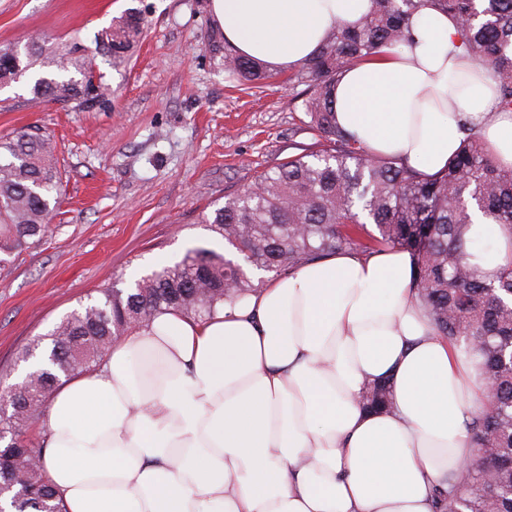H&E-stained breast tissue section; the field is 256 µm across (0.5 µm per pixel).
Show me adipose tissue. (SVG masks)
<instances>
[{"mask_svg": "<svg viewBox=\"0 0 512 512\" xmlns=\"http://www.w3.org/2000/svg\"><path fill=\"white\" fill-rule=\"evenodd\" d=\"M224 39L274 71L299 66L370 0H210ZM413 40L356 63L339 123L427 175L480 122L512 166V112L432 8ZM415 260L335 253L266 282L204 321L174 312L62 382L40 420L62 512H445L474 454L466 421L479 363L438 336L412 288ZM392 407L365 411L367 383Z\"/></svg>", "mask_w": 512, "mask_h": 512, "instance_id": "ef3b65f1", "label": "adipose tissue"}]
</instances>
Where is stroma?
I'll return each instance as SVG.
<instances>
[{
    "mask_svg": "<svg viewBox=\"0 0 512 512\" xmlns=\"http://www.w3.org/2000/svg\"><path fill=\"white\" fill-rule=\"evenodd\" d=\"M128 11L147 26L124 66L97 58L106 107L0 90V135L39 127L54 136L61 171L47 237L0 266V389L23 381L36 364L26 351L97 288L218 248L202 211L319 147L302 110L306 84L281 71L249 86L209 51V0H0V49L40 37L90 51Z\"/></svg>",
    "mask_w": 512,
    "mask_h": 512,
    "instance_id": "1",
    "label": "stroma"
}]
</instances>
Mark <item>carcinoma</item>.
Listing matches in <instances>:
<instances>
[{
	"label": "carcinoma",
	"instance_id": "1",
	"mask_svg": "<svg viewBox=\"0 0 512 512\" xmlns=\"http://www.w3.org/2000/svg\"><path fill=\"white\" fill-rule=\"evenodd\" d=\"M444 12L460 28L468 59L496 86L498 106L512 111V0H372L357 27L338 20L318 53L294 77L307 84L303 112L320 149L261 173L254 186L202 212L200 223L244 263L214 249L195 248L163 264L132 288L97 289L55 325L44 346L48 366L6 393L11 413L0 415V483L11 490L9 512H62L45 479L43 444L27 430L44 411L61 378L91 370L112 344L173 311L197 321L281 276L325 255L369 256L398 248L416 258L413 288L436 333L479 360L482 405L466 423L475 465L449 483L461 512H512V259L490 276L474 252L471 210L512 232V167H501L479 128L462 125L460 148L441 174L426 175L400 159L373 154L336 120L334 92L351 65L412 39L410 17L422 8ZM144 19L117 17L97 38L95 54L124 64L140 41ZM224 69L264 85L276 74L223 48ZM50 71L31 73L36 67ZM27 78L33 98L81 108L108 102L94 58L72 47L32 41L0 49V89ZM57 145L38 129L0 138V264L37 247L49 228L53 193L61 183ZM373 229H368V226ZM362 403L390 407L388 388L370 385Z\"/></svg>",
	"mask_w": 512,
	"mask_h": 512
}]
</instances>
